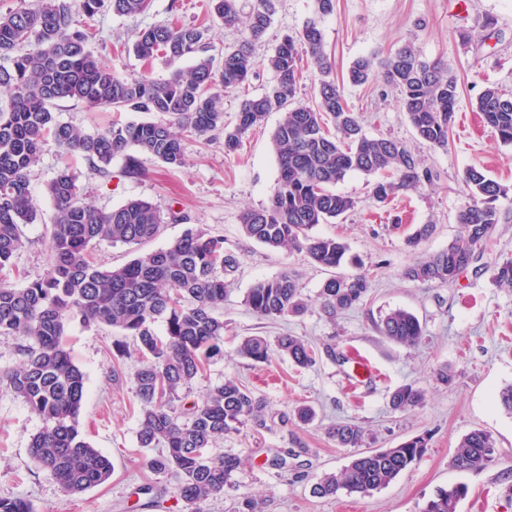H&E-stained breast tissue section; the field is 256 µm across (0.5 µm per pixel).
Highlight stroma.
I'll return each mask as SVG.
<instances>
[{"instance_id": "1", "label": "stroma", "mask_w": 512, "mask_h": 512, "mask_svg": "<svg viewBox=\"0 0 512 512\" xmlns=\"http://www.w3.org/2000/svg\"><path fill=\"white\" fill-rule=\"evenodd\" d=\"M205 4L152 0L149 9L136 16L102 13L93 21L97 35L90 47L115 73L167 78L173 63L160 57L145 66L126 48L128 35L175 14L182 22L209 27L215 52L238 44L241 30L224 28ZM311 12L312 0H281L272 26L256 47L253 74L224 93L226 123L235 122L243 98L261 94L270 84L273 74L265 58L284 36L298 33ZM488 19L493 22L489 28L484 25ZM322 29L344 97L359 113L366 134L401 139L434 174L432 184L387 203L373 199L372 179L364 174H349L337 184V192L353 197L357 205L343 219L318 225L314 232L340 238L369 276L372 287L359 306L336 320L327 319L317 294L329 270L303 255L267 248L241 231L240 213L266 205L277 178L271 144L280 120L275 112L234 154H225L220 136L207 143L189 140L184 167L172 169L146 158L135 175L126 173L121 158L113 160L107 174H91L79 156L63 154L47 143L30 178L38 218L25 227V245L11 267L0 271V279L13 283L21 275L29 280L47 275L53 209L43 191L63 166H71L84 200L96 208L109 210L143 199L162 214L183 213L195 227L223 237L225 250L239 260L238 269L226 277L230 292L224 304V355L207 365L192 383L189 397L201 399L232 376L265 405L264 425L248 424L217 442L216 452L236 454L242 464L223 497L205 503V512H232L233 504L246 495L262 498V512H421L439 489L460 482L467 484L469 493L457 512H512V414L499 402L500 392L512 386V290L498 287L493 279L495 263L512 258V144L501 143L476 110L485 88L512 93V0H336ZM409 41L424 58L444 61L461 79L447 150L429 148L417 139L395 91L383 82L354 86L347 81V71L358 57L385 55ZM58 112L62 121L89 133L129 118L125 112L72 101L60 103ZM472 165L509 191L499 201L504 219L482 260L450 285L405 278L407 266L447 248L460 235L457 214L468 201L461 177ZM426 223L433 224L432 235L409 247L407 236ZM284 269L298 274L307 310L274 321L258 318L244 303L248 289ZM397 308L418 317L423 327L418 345H400L376 332L375 321ZM283 334L303 337L318 354L316 365L299 368L277 355L254 363L235 354L244 337L272 340ZM123 340L119 330L109 327H69L71 358L87 375L81 428L91 446L111 459V479L79 497L64 496L29 456L30 439L42 425L39 416L0 388V497L27 499L35 512H184L174 494V479L152 475L143 465L152 451L137 442L140 409L134 376L139 358L134 353L118 355L115 346ZM330 347L345 355V363L329 359ZM356 360L373 368L372 382L357 385L351 380ZM444 372L451 375V383H442ZM405 384L422 389L425 400L406 412L393 410L391 395ZM302 405L314 408L313 422L295 418V409ZM342 422L364 426L370 449L392 448L417 435L427 438L428 448L388 487L366 496L342 492L319 498L312 486L323 474L347 465L353 454L326 433L329 425ZM475 429L493 435L496 458L484 470L458 471L451 459L461 439ZM285 448L293 451L287 469L272 467L271 458ZM149 480L157 489L153 503L138 492Z\"/></svg>"}]
</instances>
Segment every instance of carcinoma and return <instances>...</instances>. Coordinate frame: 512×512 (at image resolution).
I'll return each mask as SVG.
<instances>
[{"mask_svg": "<svg viewBox=\"0 0 512 512\" xmlns=\"http://www.w3.org/2000/svg\"><path fill=\"white\" fill-rule=\"evenodd\" d=\"M151 0H36L29 8L0 17V270L23 247L22 226L37 220L29 176L42 149L51 140L64 153L85 159L91 172L103 174L117 156H126L129 171L141 161L135 150L168 167L185 165L184 141H209L224 133V153H236L250 131L272 112L281 119L272 133L278 176L269 202L240 214L244 234L270 248L305 255L317 266L336 269L348 258V246L335 237L316 235L314 227L330 224L355 208V201L335 190L348 174L375 177L372 197L386 202L400 192L417 191L434 180L431 169L404 142L370 137L357 113L348 106L333 76L326 52L322 20L335 11V0H313V17L296 36H287L265 60L273 83L260 95L244 99L234 126L224 125L222 91L242 85L257 66L254 45L266 33L278 0H254L243 12L242 0H208L210 13L224 27L245 25L247 35L224 53H212L208 29L191 24L162 23L140 32L132 50L151 63L193 60L186 70L164 80L148 75H118L88 50L91 24H75L74 12L89 21L107 10L131 16L145 12ZM313 61L318 99L310 106L297 99L302 55ZM382 74L398 93V102L418 139L433 149L448 150L453 117L459 103L457 76L441 61H426L408 42L384 57L357 58L347 78L364 85ZM90 107L153 114V119L114 123L101 132L85 133L63 122L53 108L60 101ZM484 123L499 140L512 144V96L494 87L477 100ZM468 202L459 210L462 234L439 253L408 267L413 281L450 284L484 254L502 212L498 201L507 190L477 166L462 177ZM54 214L50 236V272L30 283L0 282V334L19 336V365L0 375V384L26 403L42 421L32 436L29 454L35 467L48 473L68 496L83 494L105 483L112 461L85 441L79 415L86 376L65 345L69 324L106 325L131 337L139 355L135 395L141 406L137 438L142 448L159 453L146 458L154 474H172L176 496L187 512H203L201 504L224 496L233 472L241 465L235 454H211L224 435L262 421L264 405L234 378L213 386L200 401L184 402V390L208 362L224 356V302L229 288L225 275L237 265L224 249V239L193 226L164 248L141 251L129 262L106 268L92 247L101 242L129 247L156 239L164 217L150 202L132 199L102 211L81 198L78 176L64 169L45 186ZM493 278L512 289V259L495 265ZM371 288L364 274L333 276L319 292L323 314L336 318L360 305ZM244 304L257 317L277 320L304 311L306 302L295 273L284 270L256 280ZM160 322L164 333L154 324ZM380 335L414 346L423 336L419 319L393 309L376 323ZM278 352L296 366L316 363L314 348L300 336L283 335L270 343L247 336L237 355L255 363ZM424 391L403 385L392 395L396 411L420 405ZM327 434L343 448H360L365 430L356 422L335 424ZM495 439L485 430L465 435L453 457L460 471H479L495 459ZM422 436L395 448L359 451L348 465L313 486L318 497L332 498L342 490L368 495L387 487L426 452ZM467 485L441 489L422 512H457ZM0 512H33L21 498H0Z\"/></svg>", "mask_w": 512, "mask_h": 512, "instance_id": "obj_1", "label": "carcinoma"}]
</instances>
